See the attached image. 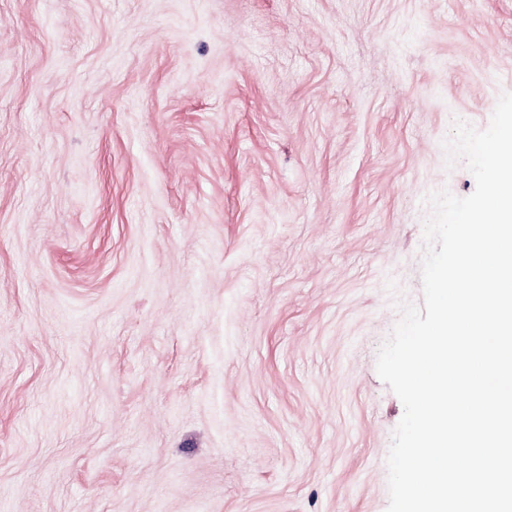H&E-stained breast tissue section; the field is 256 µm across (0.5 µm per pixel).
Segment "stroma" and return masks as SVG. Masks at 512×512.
<instances>
[{
  "label": "stroma",
  "instance_id": "obj_1",
  "mask_svg": "<svg viewBox=\"0 0 512 512\" xmlns=\"http://www.w3.org/2000/svg\"><path fill=\"white\" fill-rule=\"evenodd\" d=\"M505 92L512 0H0V512H387L377 354Z\"/></svg>",
  "mask_w": 512,
  "mask_h": 512
}]
</instances>
